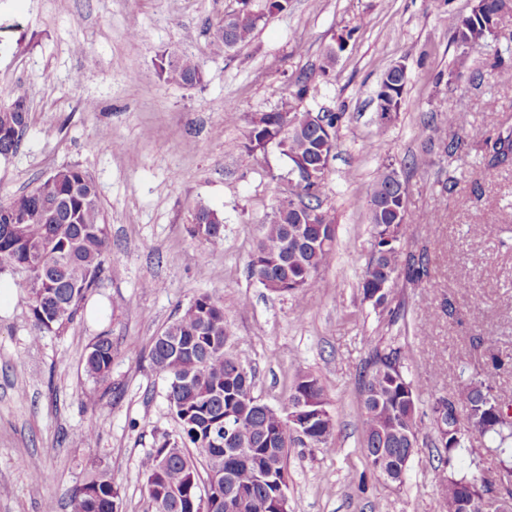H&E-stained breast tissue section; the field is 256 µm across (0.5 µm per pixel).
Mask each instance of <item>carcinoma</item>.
I'll return each instance as SVG.
<instances>
[{"label":"carcinoma","instance_id":"1","mask_svg":"<svg viewBox=\"0 0 512 512\" xmlns=\"http://www.w3.org/2000/svg\"><path fill=\"white\" fill-rule=\"evenodd\" d=\"M288 0H271L269 9L259 13L241 0V8L224 16L216 36L227 49L246 42L273 11L287 9ZM512 7V0H481L480 14L461 26L449 20L452 40L460 49L457 71L466 68L471 51L494 36L492 20ZM160 78L195 86L204 79L201 65L190 57L170 61L159 58ZM406 76L400 75L378 97L401 108ZM341 116L334 112L309 119L284 104L271 112L249 118L243 143L252 155L263 154L266 144L286 126L285 156L292 162L311 164L336 146V126ZM29 126V113L16 109V100L0 105V156L16 153ZM490 166L508 160L512 154V133H500L484 140ZM401 180L396 169L387 167L373 181L368 198L373 252L359 284L362 301L386 310L391 290L399 275L403 245L415 227L399 196ZM324 180L301 176L290 195L276 206L249 261V272L276 295L320 287L319 271L334 250L337 225L322 206ZM193 237L217 244L223 241L224 218L216 211L198 207L191 220ZM110 253L108 225L98 205V191L92 179L77 166L61 167L41 180L31 191L0 202V273L6 270L24 275L37 335L58 332L76 317L87 293L96 286ZM427 253L406 259L405 278L419 285L430 275ZM230 339L224 305L210 295H197L180 315L155 338L151 359L166 375L167 397L181 424L179 438L166 439L141 460L150 499L159 512H199L196 498L201 483L196 460L186 445L197 448L205 467L233 475L229 484L219 481L207 495L205 512H225L224 496L235 488L246 489L236 512H271L279 490L277 484L256 482L262 465L287 467L290 448L300 439L294 436L281 412L258 402L252 394L251 368L238 355L225 350ZM406 348L396 341L374 347L360 379L362 401L361 450L365 456L384 450L398 465L409 468L408 449L432 441L444 451L439 473L446 512H462V490L471 488L469 501L480 512L488 496L512 499V481L499 485L483 483L478 476L460 475L448 469L453 449L463 448L469 436H487L495 449L512 454V404L474 376L456 381L446 395H434L429 414H420L421 385L405 372ZM112 369V341L99 336L88 347L85 372L96 381L106 380ZM301 393L307 400L309 448L325 453L335 451V422L322 418L329 401L319 378L299 374L290 396ZM240 421L233 433L224 432V413ZM455 448H450V445ZM71 512H119L120 493L107 467L92 468L69 496Z\"/></svg>","mask_w":512,"mask_h":512}]
</instances>
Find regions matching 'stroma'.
Returning <instances> with one entry per match:
<instances>
[{
  "label": "stroma",
  "instance_id": "1",
  "mask_svg": "<svg viewBox=\"0 0 512 512\" xmlns=\"http://www.w3.org/2000/svg\"><path fill=\"white\" fill-rule=\"evenodd\" d=\"M239 6L0 0V103L22 91L31 106L20 148L0 160V201L78 166L97 186L111 247L74 321L35 346L28 291L20 275L0 273V512H43L49 502L70 512V490L96 462L112 474L120 512H155L140 461L180 425L149 352L201 293L223 304L227 348L249 360L254 397L285 407L302 372L327 391L337 452L292 448L290 512H444L436 449H418L400 487L361 451L359 380L381 341L405 345L407 374L423 386L421 410L463 372L512 399V372L489 361L493 352L512 355V247L502 245L512 237V164L489 170L474 150L444 151L456 112L474 137L512 129V83L501 78L512 69V12L459 74L448 19L469 14L472 0H289L227 50L215 32ZM163 54L199 62L203 83L159 78ZM400 63L404 103L384 120L376 91ZM303 77L309 91L299 99ZM284 101L342 116L322 197L336 216V246L316 295L272 294L248 272L262 224L288 194V161L274 145L255 158L244 152L247 117ZM229 103L237 121L224 117ZM389 165L412 217L432 221L404 247L427 248L432 276L419 286L398 276L393 310L383 313L362 303L359 283L372 251L367 189ZM200 205L224 218L218 245L188 233ZM472 224L485 234L471 236ZM463 280L470 294L459 291ZM101 335L112 342V370L97 385L84 358ZM91 387L93 405L83 399ZM37 473L45 481L34 482Z\"/></svg>",
  "mask_w": 512,
  "mask_h": 512
}]
</instances>
